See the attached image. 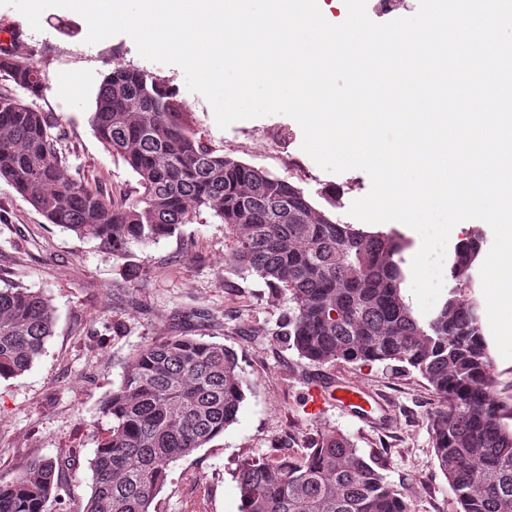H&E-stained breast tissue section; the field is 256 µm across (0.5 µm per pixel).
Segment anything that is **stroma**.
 I'll list each match as a JSON object with an SVG mask.
<instances>
[{
  "instance_id": "1",
  "label": "stroma",
  "mask_w": 512,
  "mask_h": 512,
  "mask_svg": "<svg viewBox=\"0 0 512 512\" xmlns=\"http://www.w3.org/2000/svg\"><path fill=\"white\" fill-rule=\"evenodd\" d=\"M87 31L68 9H46L35 29L13 6L0 5V33H9L45 75L47 88L35 105L62 115L72 172L105 198H128L139 188L136 174L104 149L88 123L97 88L118 61L164 79L218 152L295 183L318 210H329L322 190L336 187L341 206L332 216L352 223L349 209L369 192L368 174L322 170L302 150L294 119L274 114L220 128L204 96L187 88L181 68L144 59L124 34L86 43ZM229 248L223 224L204 212L177 233L131 245L117 257L98 241L49 224L0 180V289L40 292L56 317L40 359L23 375L0 379V479L42 457L61 460L63 490L51 512H84L93 482L89 462L107 426L99 414L103 400L140 347L190 336L236 352L245 399L224 434L170 464L153 512H240L235 470L242 461L297 456L312 439L336 432L364 457L380 458L386 480L413 512H456L426 426L438 404L429 383L395 364L322 366L299 359L283 337L287 300L257 275L231 266ZM324 382L379 393L385 404L365 419L336 405L308 415V396Z\"/></svg>"
}]
</instances>
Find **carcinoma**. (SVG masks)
Instances as JSON below:
<instances>
[{
  "mask_svg": "<svg viewBox=\"0 0 512 512\" xmlns=\"http://www.w3.org/2000/svg\"><path fill=\"white\" fill-rule=\"evenodd\" d=\"M0 74L40 96V67L0 50ZM145 109H128L132 101ZM89 124L138 177L120 205L70 174L62 116L0 93V180L51 224L116 255L173 235L202 211L224 224L229 260L288 297V346L312 364L400 363L427 380L438 467L457 512H512V395L496 391L474 273L476 229L450 258L448 294L426 319L405 301L404 251L392 228L370 232L331 219L294 183L209 147L164 80L116 62L98 87ZM55 309L29 288L0 290V378L22 375L54 335ZM236 353L186 336L136 351L100 414L109 420L90 468L84 512H151L170 463L236 422L244 401ZM62 467L38 459L0 481V512H50ZM240 512H412L411 504L341 433L300 457L250 458L238 467Z\"/></svg>",
  "mask_w": 512,
  "mask_h": 512,
  "instance_id": "cac0c4a2",
  "label": "carcinoma"
}]
</instances>
